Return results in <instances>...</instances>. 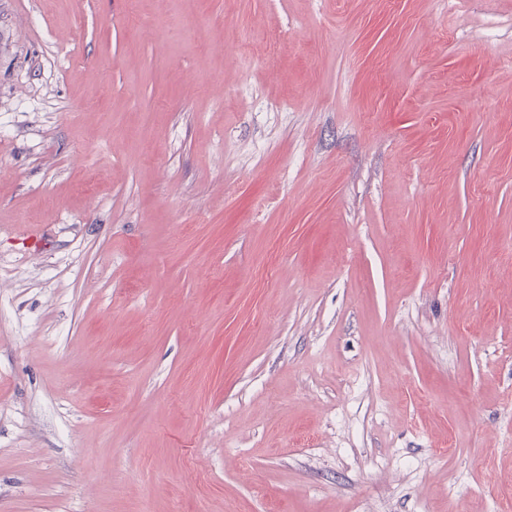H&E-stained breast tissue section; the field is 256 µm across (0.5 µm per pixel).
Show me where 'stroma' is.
I'll use <instances>...</instances> for the list:
<instances>
[{
    "label": "stroma",
    "mask_w": 512,
    "mask_h": 512,
    "mask_svg": "<svg viewBox=\"0 0 512 512\" xmlns=\"http://www.w3.org/2000/svg\"><path fill=\"white\" fill-rule=\"evenodd\" d=\"M0 512H512V0H0Z\"/></svg>",
    "instance_id": "35a3bbf8"
}]
</instances>
